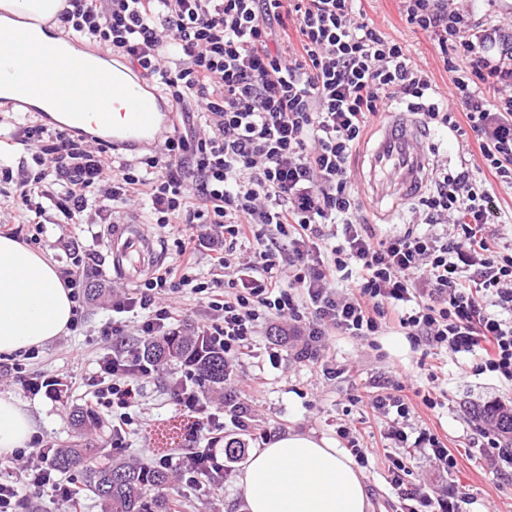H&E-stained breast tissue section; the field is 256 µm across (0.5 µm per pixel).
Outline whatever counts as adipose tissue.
I'll use <instances>...</instances> for the list:
<instances>
[{
  "label": "adipose tissue",
  "instance_id": "1",
  "mask_svg": "<svg viewBox=\"0 0 512 512\" xmlns=\"http://www.w3.org/2000/svg\"><path fill=\"white\" fill-rule=\"evenodd\" d=\"M61 0H0V31L31 26L33 38L55 48L53 66L74 53L55 35ZM75 307L54 262L0 235V355L37 349L65 334ZM36 422L12 395L0 394V458L29 447ZM240 483L248 512H369L363 478L335 440L289 432L254 449Z\"/></svg>",
  "mask_w": 512,
  "mask_h": 512
}]
</instances>
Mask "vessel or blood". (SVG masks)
I'll return each mask as SVG.
<instances>
[{
	"instance_id": "1",
	"label": "vessel or blood",
	"mask_w": 512,
	"mask_h": 512,
	"mask_svg": "<svg viewBox=\"0 0 512 512\" xmlns=\"http://www.w3.org/2000/svg\"><path fill=\"white\" fill-rule=\"evenodd\" d=\"M12 56L26 54L33 46L27 31L17 30L0 39ZM13 85L23 95L44 89L51 95L56 107L74 118L93 114L98 126H108L112 109L123 106L125 126L113 135L112 145L125 148L146 142L156 125L155 100L140 93L136 78L121 80L109 71L99 68L80 57L69 66L47 70L41 85L14 79ZM430 166L429 152L424 145V129L420 121L406 113L384 128L370 158V185L377 200H408L418 195L425 183ZM107 245L112 253L114 269L128 283H136L144 269L147 236L132 223L108 232Z\"/></svg>"
}]
</instances>
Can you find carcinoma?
<instances>
[{
	"mask_svg": "<svg viewBox=\"0 0 512 512\" xmlns=\"http://www.w3.org/2000/svg\"><path fill=\"white\" fill-rule=\"evenodd\" d=\"M139 357L155 365L191 368L196 380L215 393L224 392L229 381L224 350L192 326L144 338ZM70 424L74 440L54 450L51 465L62 474L80 473L101 512H171V500L164 493L171 484L167 469L117 460L98 462L96 431L103 428V421L93 411L75 407Z\"/></svg>",
	"mask_w": 512,
	"mask_h": 512,
	"instance_id": "1",
	"label": "carcinoma"
}]
</instances>
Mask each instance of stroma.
Returning <instances> with one entry per match:
<instances>
[{
    "instance_id": "stroma-1",
    "label": "stroma",
    "mask_w": 512,
    "mask_h": 512,
    "mask_svg": "<svg viewBox=\"0 0 512 512\" xmlns=\"http://www.w3.org/2000/svg\"><path fill=\"white\" fill-rule=\"evenodd\" d=\"M368 18L390 38L409 45L418 65L425 69L440 90H447L448 76L439 61L438 48L425 34L414 31L401 20L395 0H367ZM363 215L378 237L403 233L410 214L406 205L365 202ZM77 243L81 253L93 254L101 277L113 282L112 267L105 239L84 224H47L36 242L38 250L47 252L57 266H66L69 258L66 243ZM112 320V299L105 296L84 304L83 322L53 343L39 348L34 357L17 356L0 359V392L10 393L26 403L38 426L36 445L47 448L69 439V413L73 407L86 406L102 356L118 350L137 353L142 334L136 323H129L120 340L101 335L99 329ZM296 348L272 336L268 323H261L250 340V347L238 359L225 393L244 392L255 407L254 420L247 431H239L222 402L209 398L207 406L218 415L223 427L212 430L206 418H199L200 431L193 445L205 447L209 438L227 441L244 439L248 448H256L266 438L290 431H312L338 439L339 424L357 422L360 410L352 398L364 394L374 379L391 381L432 391L439 400L434 410L419 408L411 417V427L429 428L446 437L457 459L449 474L430 466L424 457H416L409 480L425 490L449 488L465 493L463 512H512V476H497L484 466L480 447L484 442L476 408L500 402L512 407V384L496 376L466 371L462 357L434 355L425 345H411L406 336L386 332L373 340L349 336L330 337L322 364L302 362L295 357ZM342 368L340 377L329 378L323 366ZM62 382V397L50 394V385ZM187 368L172 365L160 368L137 385V400L131 408L133 423L122 447L112 445L111 435L103 437V452L131 462H155L151 449L154 438L150 428L156 422L181 414L175 391L194 386ZM224 483H212L199 477L189 485L172 481L168 494L181 502L184 512H246L239 478L242 462L228 463ZM360 473L367 487L371 512H396L397 497L387 482L383 458L369 456Z\"/></svg>"
}]
</instances>
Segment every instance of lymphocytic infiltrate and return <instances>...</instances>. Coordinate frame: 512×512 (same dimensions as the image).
<instances>
[{"mask_svg":"<svg viewBox=\"0 0 512 512\" xmlns=\"http://www.w3.org/2000/svg\"><path fill=\"white\" fill-rule=\"evenodd\" d=\"M63 2L58 19L73 37L127 59L173 107L199 116L140 163L116 160L91 134L29 120L17 131L29 161L0 167V184L14 186L38 227L53 212L110 224L137 205L159 227L192 225L169 264L113 299L102 335H121L123 314L137 312L143 335L166 333L180 316L167 297L189 286L220 312L200 328L230 367L266 321L276 335L301 337L302 362H318L330 336L396 329L512 383V252L498 250L489 230L495 187L512 190V36L484 21L481 0L463 9L400 0L406 23L439 48L444 93L407 45L369 22L362 0ZM288 26L296 41L277 43L276 28ZM395 105L446 129L481 162L454 175L432 165L433 188L412 204V227L381 239L361 217L352 158ZM203 256L208 277L199 280ZM351 268L352 284L339 287ZM135 370L147 378L154 367L119 351L99 361L90 405L111 416L116 448L132 424ZM373 386L361 405L390 421L376 451L400 512H459L447 493L407 480L419 453L444 472L457 465L437 433L407 429L417 405L435 409L437 398L412 399L385 379ZM0 464L22 466L28 485L53 486L64 512H83L80 488L55 481L43 450L20 448Z\"/></svg>","mask_w":512,"mask_h":512,"instance_id":"1","label":"lymphocytic infiltrate"}]
</instances>
